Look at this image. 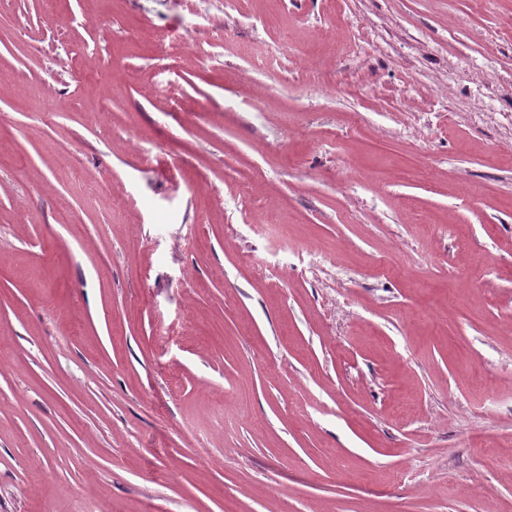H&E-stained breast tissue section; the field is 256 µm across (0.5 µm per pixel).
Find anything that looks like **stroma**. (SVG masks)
<instances>
[{
	"label": "stroma",
	"instance_id": "obj_1",
	"mask_svg": "<svg viewBox=\"0 0 512 512\" xmlns=\"http://www.w3.org/2000/svg\"><path fill=\"white\" fill-rule=\"evenodd\" d=\"M511 22L0 0V512H512Z\"/></svg>",
	"mask_w": 512,
	"mask_h": 512
}]
</instances>
